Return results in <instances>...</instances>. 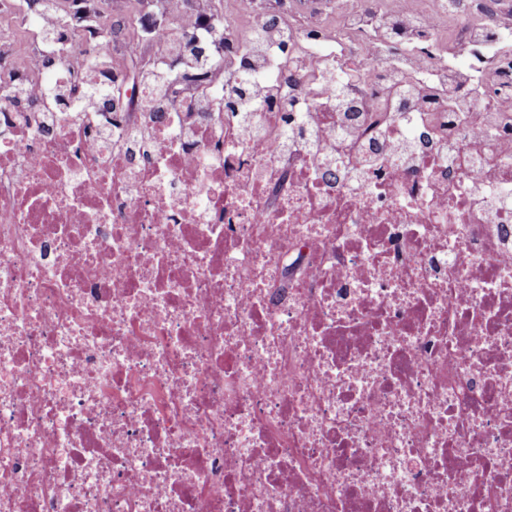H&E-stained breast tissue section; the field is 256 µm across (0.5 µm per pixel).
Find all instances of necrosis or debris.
<instances>
[{
	"label": "necrosis or debris",
	"mask_w": 512,
	"mask_h": 512,
	"mask_svg": "<svg viewBox=\"0 0 512 512\" xmlns=\"http://www.w3.org/2000/svg\"><path fill=\"white\" fill-rule=\"evenodd\" d=\"M485 2L176 0L113 50L0 23V512H512Z\"/></svg>",
	"instance_id": "4bbe7bcc"
}]
</instances>
